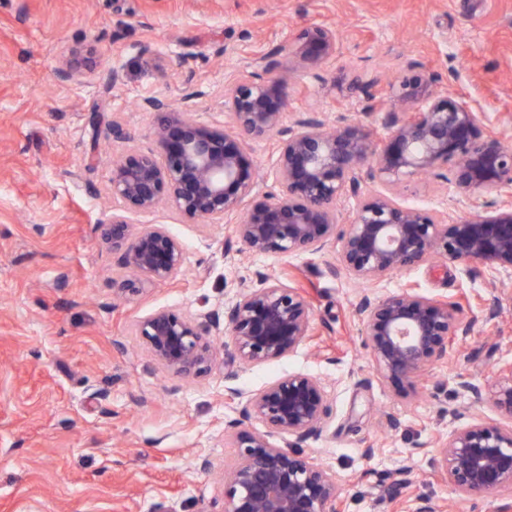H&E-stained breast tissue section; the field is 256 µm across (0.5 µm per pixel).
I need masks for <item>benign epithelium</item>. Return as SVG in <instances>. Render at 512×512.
<instances>
[{"label": "benign epithelium", "mask_w": 512, "mask_h": 512, "mask_svg": "<svg viewBox=\"0 0 512 512\" xmlns=\"http://www.w3.org/2000/svg\"><path fill=\"white\" fill-rule=\"evenodd\" d=\"M335 28L314 25L294 42L256 56L224 84L225 111L232 125L201 124L191 111L204 92L186 93L181 104L150 96L142 107L162 115L154 129L158 153L128 151L112 158L110 193L116 209L103 225L112 253L126 275L115 283L121 299L140 295L151 283L176 281L185 266L181 241L166 224L136 226L131 216L165 205L184 219L235 225L242 249L254 256L317 253L339 244L334 276L377 284L391 273L431 261L478 262L512 271V147L500 133L482 126L465 97L412 65L386 100L367 114L386 111L382 129L340 114L286 118L289 101L278 75L285 65L321 78L336 58ZM81 50L70 48L54 69L57 83L78 80ZM104 90L117 91L123 72L90 68ZM277 137L276 190L260 192L248 158L251 145ZM451 166L461 202L471 214L455 219L403 206L394 193L409 179ZM382 190L359 200L353 219L336 232V205L363 187ZM494 190L489 211L479 193ZM354 316L366 336L379 379L397 388L412 385L433 363L448 356V345L467 337L471 322L459 306L412 287L378 298L359 296ZM315 313L296 288L258 272L224 304V317L208 311L185 316L156 310L137 323L152 362L184 378L211 369L212 334L228 335L224 354V398L237 402L239 417L224 433L238 448V463L223 473L221 512H336L342 488L336 474L299 451L320 437L330 415L328 395L313 376L291 372L251 395L232 386L235 367L261 366L294 353L313 335ZM490 388L459 377L462 405L442 409L461 419L474 407H488L512 420V363ZM262 420L266 433L245 427ZM287 437L285 445L269 435ZM438 477L460 495L508 493L512 499V428L474 422L440 442L434 463Z\"/></svg>", "instance_id": "obj_1"}]
</instances>
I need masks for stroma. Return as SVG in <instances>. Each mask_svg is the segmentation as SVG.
Instances as JSON below:
<instances>
[{
  "mask_svg": "<svg viewBox=\"0 0 512 512\" xmlns=\"http://www.w3.org/2000/svg\"><path fill=\"white\" fill-rule=\"evenodd\" d=\"M314 24L335 27L339 46L321 79L293 64L282 70L294 111L381 126L384 113H364L368 95L387 98L414 63L512 142V0H0V512H220V474L238 460L224 434L238 415L224 398V363L197 380L175 376L151 362L136 323L161 308L222 310L259 271L308 296L317 334L286 358L241 367L236 385L250 394L291 372L323 384L331 417L303 451L336 472L340 512H412L420 497L444 512H500L505 495H459L431 462L463 421L512 426L488 408L462 421L439 415L461 402L457 377L488 385L512 361L511 275L429 262L372 286L376 297L417 286L474 321L447 359L401 392L376 377L353 315L361 286L329 273L338 244L247 255L233 225L162 208L133 220L168 225L186 251L183 275L132 299L112 293L124 272L100 233L112 219L110 163L128 147L157 148L142 99L180 101L171 64L183 59L205 93L193 119L225 121V82ZM72 46L123 67L124 87L104 92L92 76L57 84L53 70ZM116 123L129 142L113 141ZM94 152L99 162L86 168ZM397 200L469 213L446 167L405 183ZM383 412L396 428L378 423ZM204 459L210 470L200 469ZM403 468L413 478L406 487L393 482Z\"/></svg>",
  "mask_w": 512,
  "mask_h": 512,
  "instance_id": "35a3bbf8",
  "label": "stroma"
}]
</instances>
